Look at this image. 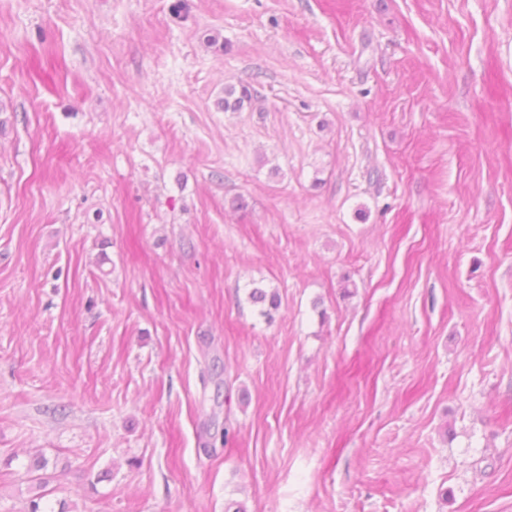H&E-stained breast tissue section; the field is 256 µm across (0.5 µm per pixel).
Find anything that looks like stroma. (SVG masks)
Instances as JSON below:
<instances>
[{
    "label": "stroma",
    "mask_w": 512,
    "mask_h": 512,
    "mask_svg": "<svg viewBox=\"0 0 512 512\" xmlns=\"http://www.w3.org/2000/svg\"><path fill=\"white\" fill-rule=\"evenodd\" d=\"M173 2L0 0V512H512V0ZM252 97V89L248 84H240L239 89L235 86L225 87L224 97L218 99L217 106L224 111H239L245 103L251 104ZM248 300L253 305L260 306V315L272 319V310H277L280 306L279 295L276 291L268 292L263 288L254 287L248 293Z\"/></svg>",
    "instance_id": "obj_1"
}]
</instances>
